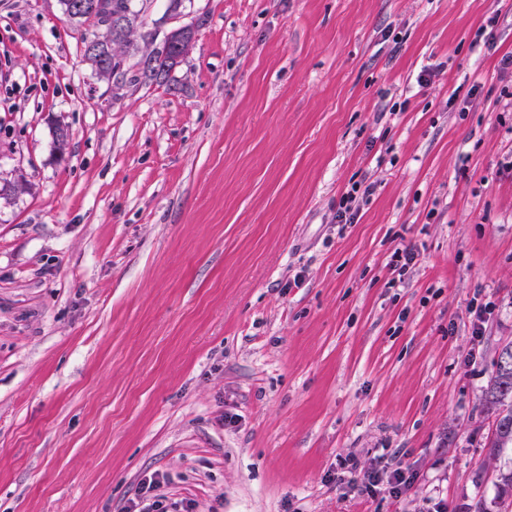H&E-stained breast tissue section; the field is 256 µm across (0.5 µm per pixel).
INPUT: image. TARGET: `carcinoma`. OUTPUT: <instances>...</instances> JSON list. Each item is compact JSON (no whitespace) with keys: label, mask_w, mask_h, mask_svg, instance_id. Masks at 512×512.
<instances>
[{"label":"carcinoma","mask_w":512,"mask_h":512,"mask_svg":"<svg viewBox=\"0 0 512 512\" xmlns=\"http://www.w3.org/2000/svg\"><path fill=\"white\" fill-rule=\"evenodd\" d=\"M112 12L122 14L126 22V32L120 39L103 35V47L100 49L93 51L87 46L84 47V58L92 70L99 78L108 81L114 70L126 74V56L139 53L143 58L151 55L161 58V70L156 72L146 69L139 61V75L134 80L161 83L167 79L170 71L182 59V53L176 51V44L187 40L192 34L191 29L178 28L170 32L160 46L150 50L148 44L154 41L155 36L138 32L137 19L140 11L136 10L135 0H112ZM486 403L496 412L494 430L487 442L490 455L496 458L508 451L512 452V353L509 354V362L505 366H495L486 392Z\"/></svg>","instance_id":"obj_1"}]
</instances>
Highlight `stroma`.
Segmentation results:
<instances>
[{
  "mask_svg": "<svg viewBox=\"0 0 512 512\" xmlns=\"http://www.w3.org/2000/svg\"><path fill=\"white\" fill-rule=\"evenodd\" d=\"M139 21L192 48L116 90L58 0H0V512H126L153 473L195 512H501L483 395L512 343V0ZM356 183L371 200L337 226ZM383 466L406 494L360 493ZM392 268L394 273H397L398 278L394 277L392 279L391 284L395 285L398 281L399 283L404 282L405 276L412 269L414 265H416V260L418 258L417 253L412 250H395L393 254Z\"/></svg>",
  "mask_w": 512,
  "mask_h": 512,
  "instance_id": "35a3bbf8",
  "label": "stroma"
}]
</instances>
